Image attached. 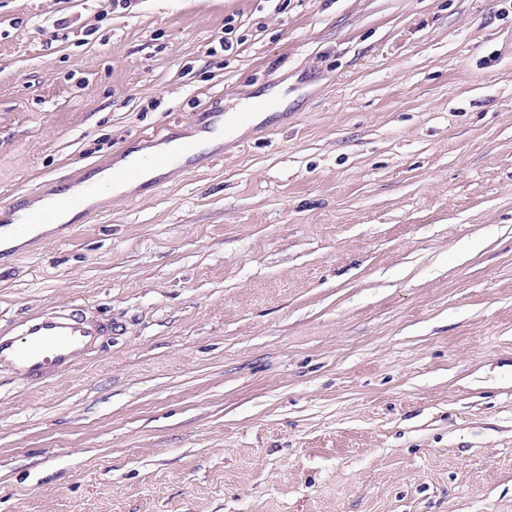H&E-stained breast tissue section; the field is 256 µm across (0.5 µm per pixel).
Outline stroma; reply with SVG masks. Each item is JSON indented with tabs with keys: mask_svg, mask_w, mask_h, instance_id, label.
Wrapping results in <instances>:
<instances>
[{
	"mask_svg": "<svg viewBox=\"0 0 512 512\" xmlns=\"http://www.w3.org/2000/svg\"><path fill=\"white\" fill-rule=\"evenodd\" d=\"M279 87L0 252V512H512V0H0V225ZM252 119L253 118H246L245 116H241L239 114H232L227 116L226 125L224 122V129L218 128L213 133L202 138L200 141L196 140L199 149L202 150L204 148L209 147L214 140L221 138L222 135L224 136L225 128L227 133L240 135L247 129L248 124L251 122ZM111 328L90 321L78 305L34 315L16 333L0 332V367L30 382L58 380L84 363Z\"/></svg>",
	"mask_w": 512,
	"mask_h": 512,
	"instance_id": "obj_1",
	"label": "stroma"
}]
</instances>
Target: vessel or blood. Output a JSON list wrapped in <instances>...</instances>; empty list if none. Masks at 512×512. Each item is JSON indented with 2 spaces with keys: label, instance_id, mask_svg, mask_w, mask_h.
<instances>
[{
  "label": "vessel or blood",
  "instance_id": "1",
  "mask_svg": "<svg viewBox=\"0 0 512 512\" xmlns=\"http://www.w3.org/2000/svg\"><path fill=\"white\" fill-rule=\"evenodd\" d=\"M78 204V199L58 194L29 220L34 225L54 224ZM109 332L107 324L90 321L77 305L42 312L22 321L16 332H0V367L30 382L57 380L82 365L89 349Z\"/></svg>",
  "mask_w": 512,
  "mask_h": 512
}]
</instances>
